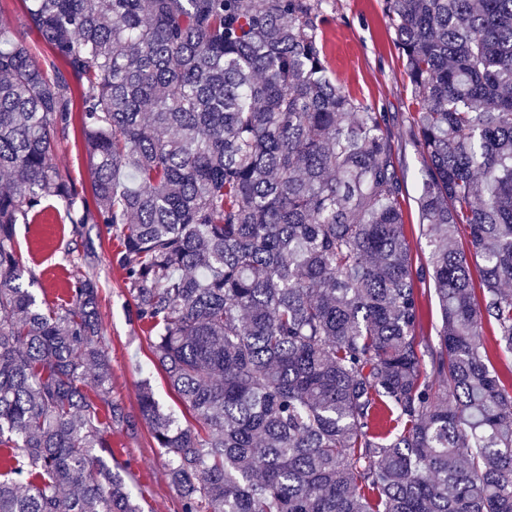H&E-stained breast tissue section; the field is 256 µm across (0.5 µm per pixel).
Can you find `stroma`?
Listing matches in <instances>:
<instances>
[{
    "mask_svg": "<svg viewBox=\"0 0 512 512\" xmlns=\"http://www.w3.org/2000/svg\"><path fill=\"white\" fill-rule=\"evenodd\" d=\"M324 10L326 20L318 34L332 75L357 99L393 116L390 129L405 176L404 233L414 254H421L417 198L422 158L413 138L410 92L403 80L396 35L384 17V0H326ZM0 29L23 41L38 63L49 61L46 45L26 24L23 0H0ZM53 159L83 195H90L92 174L79 128H71L66 139L55 142ZM16 240L23 263L36 276L32 291L51 304L66 298L75 272L69 249H88L87 270L100 287L99 313L107 338L113 400L137 413L139 389L147 383L163 411L181 423L192 422L191 413L154 364L147 327L136 320L124 274L112 262L120 247L115 233L101 224L76 231L62 208L54 205L31 223L17 225ZM111 441L114 459L125 467L145 512H179L178 495L147 426L140 423L132 430L113 426Z\"/></svg>",
    "mask_w": 512,
    "mask_h": 512,
    "instance_id": "stroma-1",
    "label": "stroma"
}]
</instances>
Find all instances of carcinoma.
<instances>
[{"mask_svg":"<svg viewBox=\"0 0 512 512\" xmlns=\"http://www.w3.org/2000/svg\"><path fill=\"white\" fill-rule=\"evenodd\" d=\"M26 2L51 59L0 36V512H142L110 462L139 421L181 512H512V384L483 340L512 357V0H385L417 266L389 116L329 74L323 0ZM75 117L90 201L52 163ZM49 201L115 231L203 429L147 384L135 416L112 401L94 277L52 307L24 286L15 227ZM423 305V322L421 331L424 335L436 336V327L440 324V310L433 287L428 282L417 283Z\"/></svg>","mask_w":512,"mask_h":512,"instance_id":"1","label":"carcinoma"}]
</instances>
